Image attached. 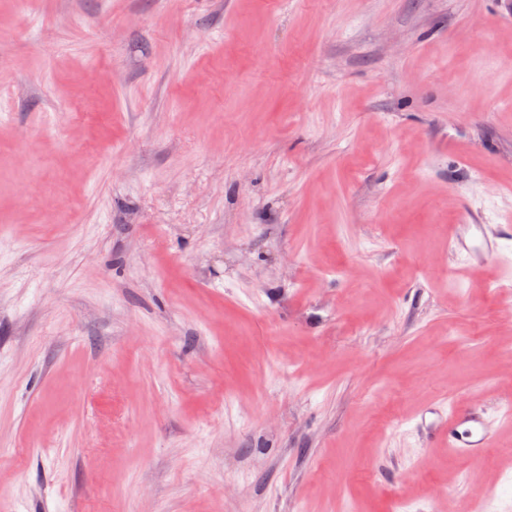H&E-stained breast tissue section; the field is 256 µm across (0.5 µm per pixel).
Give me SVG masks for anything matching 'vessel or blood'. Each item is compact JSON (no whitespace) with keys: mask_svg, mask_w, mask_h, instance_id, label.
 I'll return each mask as SVG.
<instances>
[{"mask_svg":"<svg viewBox=\"0 0 512 512\" xmlns=\"http://www.w3.org/2000/svg\"><path fill=\"white\" fill-rule=\"evenodd\" d=\"M469 230L470 227L466 224L456 227L452 242L456 251L467 252L478 264L498 255L497 237H483L480 246L472 247L466 238ZM414 428L426 437L445 440L449 451L473 461L481 458L492 440V431L485 412L476 405L465 402L438 408L434 422L428 423L419 419L416 420Z\"/></svg>","mask_w":512,"mask_h":512,"instance_id":"b4317fda","label":"vessel or blood"}]
</instances>
